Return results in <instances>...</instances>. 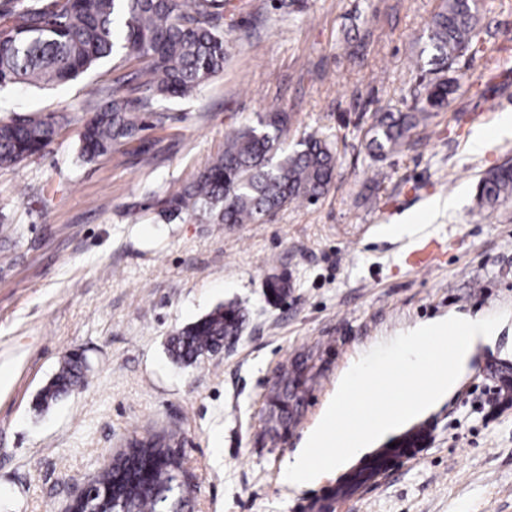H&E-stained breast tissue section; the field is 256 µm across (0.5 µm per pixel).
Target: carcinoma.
Instances as JSON below:
<instances>
[{"label": "carcinoma", "instance_id": "carcinoma-1", "mask_svg": "<svg viewBox=\"0 0 512 512\" xmlns=\"http://www.w3.org/2000/svg\"><path fill=\"white\" fill-rule=\"evenodd\" d=\"M0 10V90L17 83L35 87L66 85L116 57L145 63L138 72L116 79L117 86L94 108L79 132L80 156L93 161L139 137L143 113L152 102L191 94L224 69L226 44L221 20L234 16L233 0H7ZM474 0H445L429 23L435 50L452 61L483 54ZM457 79L425 85L426 94L409 112L386 110L375 116L367 148L374 157L400 150L419 121L449 107L463 89ZM288 114L269 112L259 126L230 131L224 152L182 192L164 201L167 221L186 214L207 224H251L291 204L316 203L331 184L336 154L324 140L309 136L288 152L280 147ZM49 117L14 113L0 118V167L16 165L46 149L57 137ZM512 198V165L489 169L478 183L477 202L493 208ZM242 309L220 305L168 341L171 358L190 365L237 336ZM87 366L70 355L39 393L47 409L85 382ZM303 369L283 370L276 395L283 410L300 400ZM405 433L361 462L341 486L350 489L371 480L397 450L418 441ZM181 462L159 439L131 442L124 462L105 469L95 483L116 490L109 512H182L175 496Z\"/></svg>", "mask_w": 512, "mask_h": 512}]
</instances>
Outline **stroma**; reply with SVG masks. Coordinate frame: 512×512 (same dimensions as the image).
I'll list each match as a JSON object with an SVG mask.
<instances>
[{"mask_svg": "<svg viewBox=\"0 0 512 512\" xmlns=\"http://www.w3.org/2000/svg\"><path fill=\"white\" fill-rule=\"evenodd\" d=\"M443 0H241L225 27L221 73L193 95L154 104L167 115L137 141L78 157L82 118L135 59L63 86L0 92V117L54 118L46 151L0 167V512H67L127 438L160 434L183 456L185 512H301L336 486L338 467L303 487L284 472L340 381L376 345L451 317L508 319L476 337L455 387L416 416L430 437L337 512H512V406L494 403L512 377V200L477 204L512 137L476 150V132L512 114V0H477L485 56L443 67L428 24ZM468 92L431 113L400 151L372 157L375 113L409 111L440 69ZM269 112L291 117L284 144L308 136L336 149L334 179L315 204L254 224L163 220L180 191L224 150L230 128ZM416 220L414 235L392 225ZM433 237L431 269L404 265ZM288 279L270 302L269 278ZM246 321L222 350L184 366L170 336L221 304ZM85 358L86 384L47 410L38 394L63 358ZM306 360L302 404L278 424L273 387Z\"/></svg>", "mask_w": 512, "mask_h": 512, "instance_id": "obj_1", "label": "stroma"}]
</instances>
